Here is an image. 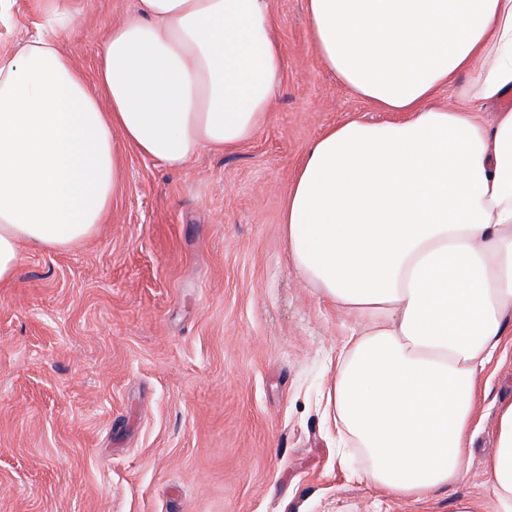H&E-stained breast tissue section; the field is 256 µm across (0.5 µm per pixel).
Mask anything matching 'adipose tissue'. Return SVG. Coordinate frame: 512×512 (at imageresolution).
<instances>
[{"mask_svg":"<svg viewBox=\"0 0 512 512\" xmlns=\"http://www.w3.org/2000/svg\"><path fill=\"white\" fill-rule=\"evenodd\" d=\"M0 50V287L20 246L77 244L108 214L131 149L167 167L264 125L283 71L269 0H139L86 73L55 0ZM312 44L392 121L352 117L298 165L282 224L294 266L351 311L326 391L363 476L423 500L463 474L479 386L512 350V0H308ZM469 75L451 108L442 86ZM497 107L493 124L482 112ZM488 499L512 512V400Z\"/></svg>","mask_w":512,"mask_h":512,"instance_id":"ef3b65f1","label":"adipose tissue"}]
</instances>
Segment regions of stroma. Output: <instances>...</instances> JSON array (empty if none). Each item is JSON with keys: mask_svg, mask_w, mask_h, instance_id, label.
I'll return each instance as SVG.
<instances>
[{"mask_svg": "<svg viewBox=\"0 0 512 512\" xmlns=\"http://www.w3.org/2000/svg\"><path fill=\"white\" fill-rule=\"evenodd\" d=\"M139 0H58L62 42L93 71ZM284 55L265 125L181 169L127 151L103 224L81 244L22 247L0 288V512H454L489 495L512 354L478 404L468 469L418 503L345 460L325 386L354 316L289 257L281 212L313 141L350 117L390 120L349 92L309 38L306 0H269ZM14 0L0 47L41 21Z\"/></svg>", "mask_w": 512, "mask_h": 512, "instance_id": "obj_1", "label": "stroma"}]
</instances>
